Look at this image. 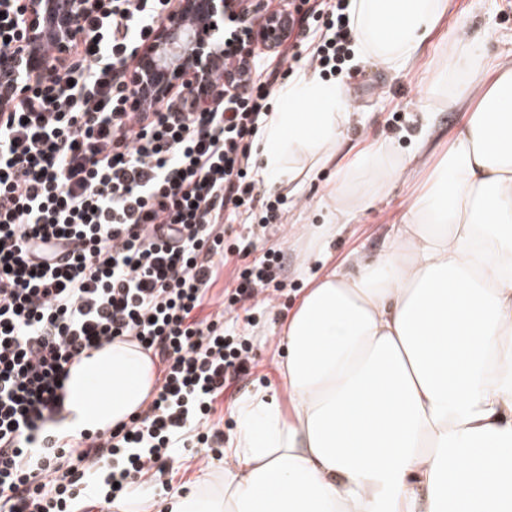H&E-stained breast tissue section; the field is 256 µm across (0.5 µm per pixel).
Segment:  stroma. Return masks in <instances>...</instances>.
I'll return each mask as SVG.
<instances>
[{
	"label": "stroma",
	"mask_w": 512,
	"mask_h": 512,
	"mask_svg": "<svg viewBox=\"0 0 512 512\" xmlns=\"http://www.w3.org/2000/svg\"><path fill=\"white\" fill-rule=\"evenodd\" d=\"M512 30V0H448V12L440 21L424 52L408 69L392 73L375 62L351 69L346 85L352 111L370 116L366 124L349 127L336 148L340 160L352 158L367 144L393 141L399 158L410 164L401 180L375 190L372 179L358 175L354 188L359 198H372L369 208H358L350 224L333 236L325 250H318L315 239L331 213L329 196L335 182L331 168L305 161L293 182L272 184L273 193L285 197L280 220L258 229L259 247L279 252L280 279L285 288L273 306L252 310L250 318L228 314L226 331L245 337L251 345L255 366L239 379L229 396L220 398L209 425L233 437L237 425L232 411L238 398L259 387L277 385L276 364L284 347L281 322L297 306L314 278L320 277L352 251L371 259L382 250L412 196L426 184L451 139L462 125L464 107L474 106L477 96L470 82L450 80L442 61L451 41L472 37L485 28ZM433 117L429 143L422 153H415L414 138L423 125L424 112ZM201 448H177L163 473L145 475L137 487L132 512H162L163 500L170 491H188L208 471L223 469V461L205 460Z\"/></svg>",
	"instance_id": "obj_1"
}]
</instances>
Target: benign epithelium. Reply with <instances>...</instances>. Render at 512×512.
Wrapping results in <instances>:
<instances>
[{"mask_svg":"<svg viewBox=\"0 0 512 512\" xmlns=\"http://www.w3.org/2000/svg\"><path fill=\"white\" fill-rule=\"evenodd\" d=\"M91 8V0H23V26L17 49L0 56V101L24 95L23 78L43 79L56 72L57 59L70 44L85 37L77 21ZM262 9V0H176L161 20L152 43L136 51L131 73L133 101L143 107L153 99H167L181 89L189 100L204 105L216 89L215 66L224 62V20L249 22ZM288 12L264 14L251 26L250 40L272 52L282 41ZM57 48L50 58L40 51L48 33Z\"/></svg>","mask_w":512,"mask_h":512,"instance_id":"1","label":"benign epithelium"}]
</instances>
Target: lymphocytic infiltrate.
Returning a JSON list of instances; mask_svg holds the SVG:
<instances>
[{"label": "lymphocytic infiltrate", "instance_id": "f902f5d3", "mask_svg": "<svg viewBox=\"0 0 512 512\" xmlns=\"http://www.w3.org/2000/svg\"><path fill=\"white\" fill-rule=\"evenodd\" d=\"M350 2L312 0L308 16H289L279 64L305 49L321 74L342 75ZM170 3L94 0L71 58L0 106V512H70L78 495L108 512L173 449L223 444L199 427L253 360L222 319L196 311L232 253L246 263L225 312L283 288L279 253L259 252L253 237L224 248L242 211L262 206L263 226L278 217L249 174L270 90L224 83L194 112L130 102L134 53ZM315 23L324 33L313 43ZM115 341L158 357L161 384L128 422L59 442L69 366Z\"/></svg>", "mask_w": 512, "mask_h": 512}]
</instances>
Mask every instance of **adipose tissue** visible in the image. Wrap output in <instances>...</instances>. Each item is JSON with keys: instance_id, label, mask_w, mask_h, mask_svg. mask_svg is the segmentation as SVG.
<instances>
[{"instance_id": "obj_1", "label": "adipose tissue", "mask_w": 512, "mask_h": 512, "mask_svg": "<svg viewBox=\"0 0 512 512\" xmlns=\"http://www.w3.org/2000/svg\"><path fill=\"white\" fill-rule=\"evenodd\" d=\"M447 0H354L353 62L397 73L424 50ZM483 93L378 256L349 257L283 320L287 402L259 388L235 407L234 465L166 500L169 512H512V58L482 38L448 49ZM261 134L257 175L295 180L334 163L331 221L356 173L399 180L387 141L335 163L354 118L342 86L304 70ZM157 369L115 342L69 368L61 440L125 421Z\"/></svg>"}]
</instances>
